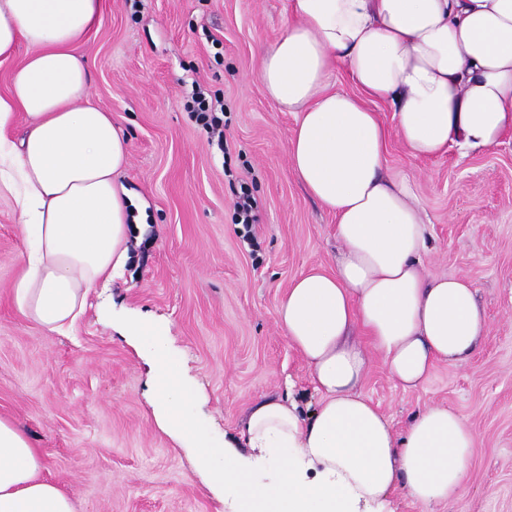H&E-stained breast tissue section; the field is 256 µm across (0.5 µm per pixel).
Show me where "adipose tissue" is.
<instances>
[{"label":"adipose tissue","mask_w":512,"mask_h":512,"mask_svg":"<svg viewBox=\"0 0 512 512\" xmlns=\"http://www.w3.org/2000/svg\"><path fill=\"white\" fill-rule=\"evenodd\" d=\"M104 0H0V62L29 53L0 95V194H9L29 245L14 286L18 310L57 332L87 294L128 260L132 199L117 183L128 141L90 101L75 44L92 32ZM344 71L352 90L337 88ZM257 80L293 113L288 153L297 180L336 219L332 266L294 279L277 309L303 358L319 407L261 397L223 446L194 417L188 381L165 333L135 319L126 333L151 359L159 428L187 447L207 479L240 494L242 512H356L402 488L430 507L465 483L475 435L445 406L417 412L403 434L361 391L371 355L405 390L436 363L460 365L487 328L471 283L426 272L427 214L409 176L386 170L390 138L416 158L485 149L512 132V0H288L282 35ZM388 104L385 124L373 103ZM23 113V136L5 131ZM272 459L275 484L250 462ZM24 432L0 418V512H74L41 478Z\"/></svg>","instance_id":"ef3b65f1"}]
</instances>
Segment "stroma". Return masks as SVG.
Listing matches in <instances>:
<instances>
[{"instance_id":"35a3bbf8","label":"stroma","mask_w":512,"mask_h":512,"mask_svg":"<svg viewBox=\"0 0 512 512\" xmlns=\"http://www.w3.org/2000/svg\"><path fill=\"white\" fill-rule=\"evenodd\" d=\"M288 0H105L101 22L76 45L91 100L127 134L119 181L145 207L122 271L105 277L73 326L49 332L21 315L13 286L26 244L12 197H0V417L17 423L75 512H238L233 487L215 489L192 449L154 418L145 353L123 326L163 328L184 375L203 388L195 408L215 446L253 402L290 395L304 413L314 391L277 323L291 281L330 266L335 220L292 171L293 114L255 79L283 33ZM224 105L225 147L192 112L194 86ZM387 167L410 175L427 206L428 273L472 282L488 334L466 363L436 364L406 392L372 362L364 395L403 433L439 404L476 436L464 492L425 507L402 490L395 512H512V134L491 148L416 159L391 140ZM255 222L237 224L241 190Z\"/></svg>"}]
</instances>
